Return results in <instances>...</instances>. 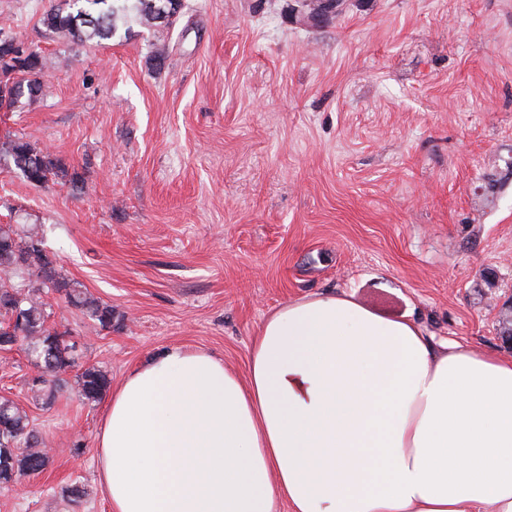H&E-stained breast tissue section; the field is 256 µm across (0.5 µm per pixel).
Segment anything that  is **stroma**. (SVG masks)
Returning <instances> with one entry per match:
<instances>
[{
    "label": "stroma",
    "mask_w": 512,
    "mask_h": 512,
    "mask_svg": "<svg viewBox=\"0 0 512 512\" xmlns=\"http://www.w3.org/2000/svg\"><path fill=\"white\" fill-rule=\"evenodd\" d=\"M58 3L0 0V32L46 61L39 95L0 109V144L50 152L83 191L0 152V224L42 236L112 327L43 291L80 354L48 402L0 350V397L51 451L0 512H108L106 403L82 398V368L115 386L177 345L242 375L264 317L305 296L512 359V0H349L323 26L293 0H183L174 26L84 42L45 28Z\"/></svg>",
    "instance_id": "stroma-1"
}]
</instances>
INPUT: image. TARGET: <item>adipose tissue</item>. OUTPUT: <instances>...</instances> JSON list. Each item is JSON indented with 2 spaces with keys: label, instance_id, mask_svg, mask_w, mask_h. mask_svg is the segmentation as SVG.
<instances>
[{
  "label": "adipose tissue",
  "instance_id": "adipose-tissue-1",
  "mask_svg": "<svg viewBox=\"0 0 512 512\" xmlns=\"http://www.w3.org/2000/svg\"><path fill=\"white\" fill-rule=\"evenodd\" d=\"M98 448L110 512H512V360L316 294L246 376L180 346L130 372Z\"/></svg>",
  "mask_w": 512,
  "mask_h": 512
}]
</instances>
